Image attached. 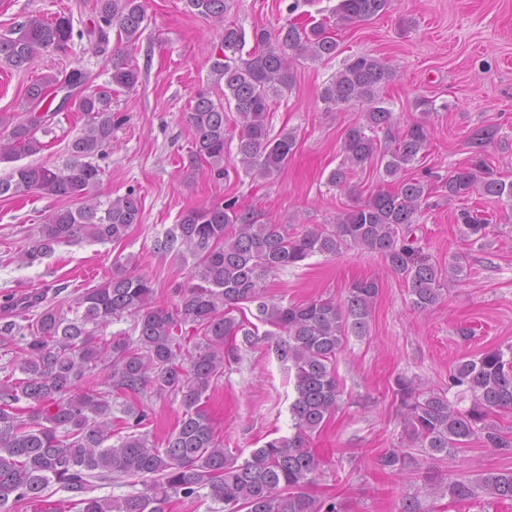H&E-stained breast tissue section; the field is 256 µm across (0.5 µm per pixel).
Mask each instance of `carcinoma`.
<instances>
[{
	"label": "carcinoma",
	"instance_id": "carcinoma-1",
	"mask_svg": "<svg viewBox=\"0 0 512 512\" xmlns=\"http://www.w3.org/2000/svg\"><path fill=\"white\" fill-rule=\"evenodd\" d=\"M184 2L190 13L224 26L220 47L210 51L211 82L194 93L188 112L190 166L204 168L215 180L232 174L254 180L274 176L292 157L297 134L273 132L271 98L293 89V60L336 57L335 37L323 22L308 28L290 24L275 38L256 29L252 50L243 57L245 33L226 21L231 0ZM389 4L338 0L335 26L368 21ZM145 19L142 0H96L93 33L98 43H108L114 27L127 43L112 52L109 83L71 98L67 110L82 113L86 122L68 143L62 163L17 166L0 178V197L35 193L76 203L45 213L35 240L17 256L20 264L39 265L64 243L120 242L140 222L135 191L105 197L100 161L112 154L117 125L112 87L132 90L139 83L130 47L144 32ZM72 39L71 16H30L0 36V68L26 70L42 52L64 50ZM391 77L383 60L352 55L324 86L320 100L325 112L360 107L357 119L344 130L342 160L327 183L346 188L352 176L376 169L394 182V189L382 187L341 212L335 223L294 235L279 224L260 221L235 198L209 203L180 215L157 245L192 260L173 306L153 305L154 285L137 274L138 258L119 254L112 276L77 296L70 312L55 306L40 312L30 340L15 351L21 377L11 372L0 380V512L41 500L51 484L68 493L67 502L76 512H167L171 498L193 501L205 488L213 500L224 503L225 512H322L307 492L322 466L309 443L336 413L341 398L336 356L349 337L368 334L379 283L375 278L357 280L341 302L314 299L284 305L267 298L266 278L315 255L366 250L401 276L412 310L423 313L439 300L442 270L418 257L399 233L417 223L429 183L438 184L450 200H468L476 193L509 207L506 216L512 215V181L497 176L484 158V148L497 136L494 125L472 131L470 159L447 177L429 169L410 174L424 158L430 130L425 120L396 128L393 111L381 96ZM65 84L87 87L90 75L82 68L43 75L27 86L23 111L0 114V162L46 150L42 137L51 132L62 108L43 113L40 108ZM231 107L236 113L232 131L226 115ZM233 138L236 151L230 156L226 148ZM456 223L468 237L486 235L487 218L471 207L458 209ZM38 300L36 293H11L3 295L0 306L22 312ZM125 316L132 318L131 331L110 341L101 338L104 328ZM260 324L271 327L266 335L274 339L276 356L293 373L294 432L266 441L239 462L224 450L201 401L224 374V365L255 346ZM186 325L199 336L191 349L181 344ZM22 330L14 321L1 324L0 347L12 346ZM450 385L470 395L468 409L454 405L443 389L406 376L395 379L393 395L405 439L402 448L380 457L382 467L401 474L418 465L415 451L437 461L477 439L488 448H512V438L488 423L495 412L512 409V346L459 361ZM178 394L184 411L160 448L140 431L148 413L135 404ZM119 399L122 416L117 417L112 404ZM125 478L138 480L143 490L121 498L94 495ZM440 490L455 502L480 497L512 502V470L475 476L461 472Z\"/></svg>",
	"mask_w": 512,
	"mask_h": 512
}]
</instances>
